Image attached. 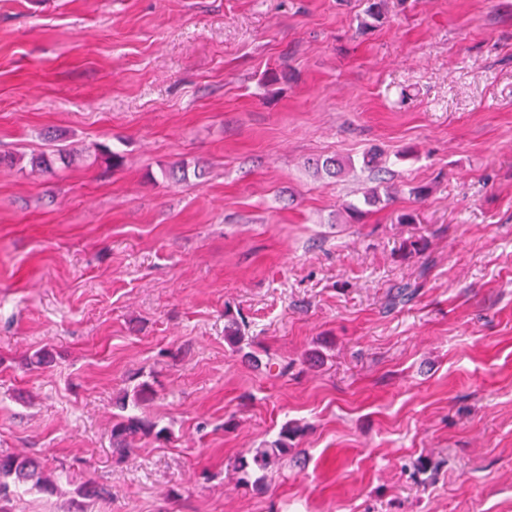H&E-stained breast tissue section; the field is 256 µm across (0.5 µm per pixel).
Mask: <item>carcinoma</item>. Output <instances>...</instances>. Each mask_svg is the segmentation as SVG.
Instances as JSON below:
<instances>
[{"mask_svg": "<svg viewBox=\"0 0 512 512\" xmlns=\"http://www.w3.org/2000/svg\"><path fill=\"white\" fill-rule=\"evenodd\" d=\"M351 167H353L352 161H343L334 157L316 163V169L324 171L330 177H336ZM224 317L227 319L224 325V340L237 351L243 350L245 346H252V337L246 335V324L228 311L224 312ZM153 394V386L143 382L132 393L125 392L117 399V406L121 413L114 416L112 425L113 452L122 457L125 456L131 451L132 442L142 436H151L157 442L169 439L168 429H159L155 423L133 413L134 409ZM296 434L295 427L285 424L281 427L275 441L265 447L253 449L249 459L240 458L235 469L242 474L241 485L263 484L266 471L288 453L291 441ZM27 485L47 494H52L58 489L57 481L45 474L37 459L28 456L0 455V512H6L1 503L9 500L19 488Z\"/></svg>", "mask_w": 512, "mask_h": 512, "instance_id": "1", "label": "carcinoma"}]
</instances>
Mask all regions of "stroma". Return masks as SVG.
<instances>
[{
	"instance_id": "obj_1",
	"label": "stroma",
	"mask_w": 512,
	"mask_h": 512,
	"mask_svg": "<svg viewBox=\"0 0 512 512\" xmlns=\"http://www.w3.org/2000/svg\"><path fill=\"white\" fill-rule=\"evenodd\" d=\"M365 8L0 0V455L71 478L8 512H512V0ZM144 381L170 438L116 459ZM224 317L227 319V323L224 325V340L235 351H242L243 346L251 347L253 340L251 336H246L247 325L230 312H225ZM296 434L297 429L286 423L281 427L275 441L268 446L254 448L250 452L252 454L251 462L247 458L241 457L235 465V469L242 474L240 478L241 485H250V480L255 475L256 477L252 484L255 487L262 485L266 479V471L272 464L288 453V449L291 448L290 442Z\"/></svg>"
}]
</instances>
